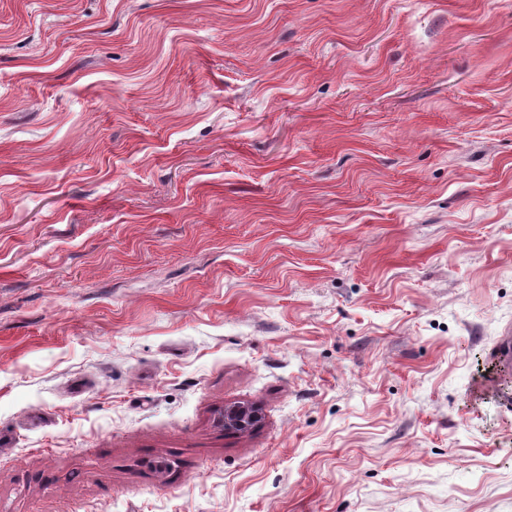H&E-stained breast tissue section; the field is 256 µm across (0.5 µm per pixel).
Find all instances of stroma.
<instances>
[{
  "label": "stroma",
  "instance_id": "35a3bbf8",
  "mask_svg": "<svg viewBox=\"0 0 512 512\" xmlns=\"http://www.w3.org/2000/svg\"><path fill=\"white\" fill-rule=\"evenodd\" d=\"M508 327L512 0H0V512H512ZM260 418L258 411L246 405H233L224 409V431L242 432L254 426Z\"/></svg>",
  "mask_w": 512,
  "mask_h": 512
}]
</instances>
